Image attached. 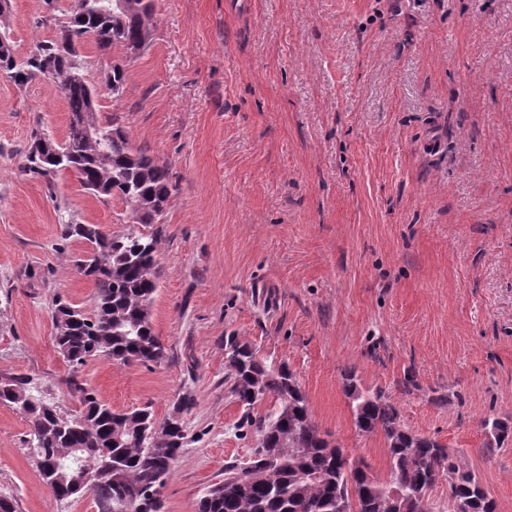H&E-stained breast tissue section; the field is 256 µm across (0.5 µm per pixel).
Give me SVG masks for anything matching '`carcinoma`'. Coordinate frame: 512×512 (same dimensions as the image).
Returning <instances> with one entry per match:
<instances>
[{
    "instance_id": "cac0c4a2",
    "label": "carcinoma",
    "mask_w": 512,
    "mask_h": 512,
    "mask_svg": "<svg viewBox=\"0 0 512 512\" xmlns=\"http://www.w3.org/2000/svg\"><path fill=\"white\" fill-rule=\"evenodd\" d=\"M108 0H71L60 10L52 36L38 40L30 54L17 58L7 31H0V62L18 65L7 77L19 87L38 76L53 79L72 117L90 116L102 136L90 139L84 128L69 122L63 141L37 130L25 155H42L28 175L53 190L56 177L71 171L81 187L100 199L116 197L146 227L162 220L176 185L170 168L154 156L135 150L128 133L98 117L96 90L84 76L83 56L64 42L73 32L89 37L100 51L121 50L106 78L116 99L126 85L128 46L146 47L155 24L154 0H122V9H105ZM62 238L92 244L76 261L81 275L95 288L94 307L87 312L56 296L51 314L57 352L72 370L67 386L78 394L81 411L74 418L59 414L22 375L0 376V404L21 412L28 422L26 445L39 473L58 501L90 495L99 512H114L120 501L131 512H164L166 479L181 456L187 434L184 421L157 420L145 406L115 412L96 391L76 379L89 360L116 364H160L166 348L155 335L151 315L157 291L154 233L134 229L100 238L94 225L63 222ZM232 356L224 364L227 397L243 409L239 437L256 439L254 458L245 466L224 468V480L212 484L199 499L197 512H391L389 491L401 492L400 512H497L466 459L431 436L416 434L402 423L385 391L358 386L355 370L344 372L358 434L381 436L386 471L377 476L361 457L344 466L343 449L328 439L312 419L307 395L288 366L257 355L241 336L227 337ZM273 408L253 415L264 401ZM483 430L496 446L512 443V419L489 415ZM448 480V509L431 498L440 478Z\"/></svg>"
}]
</instances>
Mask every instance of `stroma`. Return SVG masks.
<instances>
[{"label":"stroma","instance_id":"obj_1","mask_svg":"<svg viewBox=\"0 0 512 512\" xmlns=\"http://www.w3.org/2000/svg\"><path fill=\"white\" fill-rule=\"evenodd\" d=\"M45 0H12L19 56L50 36ZM101 120L169 164L162 223L157 365L88 361L80 379L114 410L171 414L193 392L187 438L162 495L196 512L253 441L233 426L224 338L288 364L313 420L386 470L380 437L359 435L342 375L383 389L413 432L464 454L499 512H512V445L486 451L487 415L512 417V0H156L149 48L106 87L112 55L83 48ZM56 85L0 75V375L33 379L58 412L64 384L51 301L91 310L92 283L63 241L61 210L120 233L129 210L55 193L21 170L33 129L63 140ZM27 422L0 405V493L16 512H98L56 501L24 445Z\"/></svg>","mask_w":512,"mask_h":512}]
</instances>
